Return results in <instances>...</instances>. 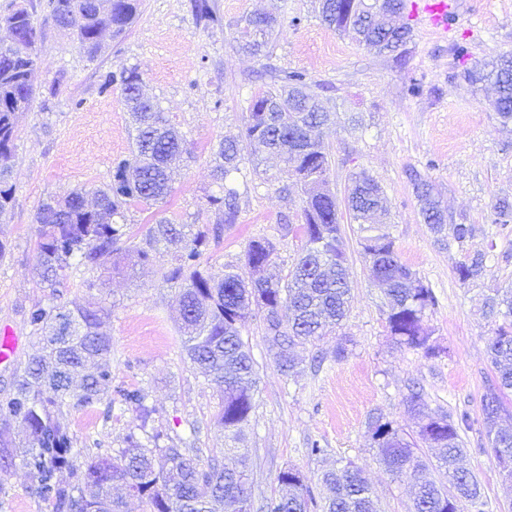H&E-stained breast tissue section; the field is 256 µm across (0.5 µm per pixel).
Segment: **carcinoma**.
<instances>
[{
	"label": "carcinoma",
	"instance_id": "carcinoma-1",
	"mask_svg": "<svg viewBox=\"0 0 512 512\" xmlns=\"http://www.w3.org/2000/svg\"><path fill=\"white\" fill-rule=\"evenodd\" d=\"M50 17L56 25L79 15L84 19L74 32L88 59L101 51L98 38L102 21L112 35L125 33L134 23L137 0H49ZM197 21L216 20L209 0H193ZM319 18L339 33L376 49L394 53L407 43L410 24L387 26L373 22L363 0H321ZM4 19L14 23L17 40L28 48L21 55L0 45V215L13 205L11 159L20 116L31 110L38 67L36 44L39 29L36 5L20 0ZM275 19L251 15L239 28V48L255 57L267 53L266 36ZM454 55L464 66L461 76L473 88L491 84L497 92V114L512 120V52L466 66L472 55L466 43H457ZM273 87L251 100L245 137L279 154L286 172L295 178L305 195L304 222L282 225L289 234H301L304 245L292 270L279 279L266 276L275 245L267 238L252 239L244 253L248 276L231 268L224 279L214 280L202 266L210 242H219L224 225L237 217V193L207 196L217 211L215 224H188L162 217L149 225L139 240L129 234L127 214L132 209L150 210L166 203L172 192L174 166L191 156L186 140L145 92L136 70L105 77L102 88L120 85L125 103L132 101L130 115L135 136L130 155L112 162V180L93 191L95 202L86 204L88 192L74 188L42 201L34 214L38 245L32 266L37 281L58 292L66 271L82 267L101 270L112 278L144 266L152 260L161 242L176 248L171 269L163 275L178 284L175 304L181 320L183 349L191 365L204 371L220 388L222 400L214 415L235 446L222 453L238 456L239 468L228 469L216 455H203L192 442L179 447L168 443L159 430L146 431L155 409L146 404L140 389L112 388V337L102 330L108 309L99 302L70 309L64 305H36L28 314L32 333L43 354L15 373L9 393L0 399V442H7L10 422L22 424L28 445L21 466L34 483L39 498L53 505L54 512H125L122 498L112 496L116 485L141 500L148 512H224V504L248 496V456L236 447L254 409L257 372L242 330L255 312L262 313L264 338L274 349V360L285 375L294 374L298 361L294 348L335 331L347 317L350 288L336 196L327 191L330 160L327 146L309 136L313 127L326 126L330 113L321 109L304 74L280 71L272 75ZM215 167L219 181L238 169L240 137L226 135L219 142ZM347 209L359 224L360 245L376 278L388 283L387 325L400 346L435 354L430 332L424 324L426 310L435 297L407 264L394 240L382 229L378 217L385 211L378 182L362 170L351 175ZM414 188L420 214L430 230L441 235L450 229L459 244L474 235L470 224L448 225V215L433 185L420 177ZM485 272V254L476 252L457 268L459 280L475 281ZM292 316L280 317L282 307ZM486 315L502 320L488 338L487 352L496 373L495 385L481 401L482 424L491 457L512 459V429L500 426L509 414L507 392L512 391V290L495 293L485 302ZM132 407L140 419L144 438L130 432L125 447L103 448L97 441L76 447V439L63 421L65 412L95 409L104 404V418L112 412V394ZM409 410L418 419L421 450L405 440L383 414L368 420V433L376 457L396 478L417 486L413 512H462L455 504L482 505L476 476L462 466L463 441L448 413L426 409L418 393L407 398ZM68 473L69 481L60 479ZM277 481L288 493L262 502L260 512H310L312 496L299 472L285 469ZM327 495L322 512H378L367 479L348 463L322 475Z\"/></svg>",
	"mask_w": 512,
	"mask_h": 512
}]
</instances>
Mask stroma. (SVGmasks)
Here are the masks:
<instances>
[{
	"label": "stroma",
	"mask_w": 512,
	"mask_h": 512,
	"mask_svg": "<svg viewBox=\"0 0 512 512\" xmlns=\"http://www.w3.org/2000/svg\"><path fill=\"white\" fill-rule=\"evenodd\" d=\"M41 25L37 44L40 68L30 112L19 119L13 157L16 194L0 241L9 250L0 262V326L20 338L15 361L0 365V398L16 370L39 347L27 322L37 304H80L97 298L111 311L113 386L142 389L156 407L155 427L172 437L195 438L197 447H222L225 438L212 417L221 402L218 389L191 368L173 306L175 287L162 279L173 246H160L151 266L132 277L96 282L90 271L69 270L62 295H53L31 275L37 247L34 213L48 194L73 188L94 190L109 181L114 159L126 156L132 127L119 87L103 89L107 73L136 70L171 122L192 148L162 210L137 211L129 220L144 233L161 217L213 223L206 197L218 193L212 176V152L225 133L243 135L248 107L269 80L266 67L298 71L318 85L322 106L335 112L336 125L323 138L331 156L330 189L344 200L353 172L367 171L383 188L386 229L401 260L432 289L435 304L424 323L436 355L397 345L387 328L388 308L371 265L359 245L360 232L349 215L340 219L352 302L336 334L297 348L299 366L282 375L265 341L259 319L243 331L258 377L255 408L245 428L253 503L279 494L276 476L300 472L315 498H322V472L353 462L370 484L379 512H410L415 489L395 481L378 463L367 421L381 412L394 427L415 431L406 399L420 392L429 411L468 413L470 428L460 435L466 464L476 475L483 512H512V485L505 484L485 453L478 423L481 397L495 373L487 340L495 324L484 314L487 297L512 288V224L494 222L497 199L512 200V122L495 111L496 92L485 86L471 92L453 55L458 42L469 43L475 59L489 60L512 51V0H457L456 21L448 31L429 28L413 18V37L403 58L378 54L324 25L315 0H211L217 22L197 23L192 0H139L130 30L108 38L96 59H88L76 38L55 25L47 0H34ZM268 11L277 22L269 53L253 57L239 50L237 22ZM418 85L419 94L408 91ZM56 96H48L49 86ZM358 126H351L350 117ZM242 161L224 185L237 193L238 216L219 244L203 259L214 278L228 265H239L249 240L268 238L276 246L272 271L286 275L303 240L284 235V222L300 223L303 195L288 187L279 160L254 153L241 143ZM433 183L454 223L475 228L466 246L453 236L436 240L419 212L411 171ZM487 254V272L464 283L456 269L467 253ZM348 354L334 356L337 344ZM77 441L92 438L105 448H120L136 414L113 402L112 416L100 410L70 412L65 418ZM199 435H192V428ZM25 429L11 425V440L0 443V486L6 490L0 512H53L35 493L20 465ZM322 455L312 456L311 443Z\"/></svg>",
	"instance_id": "stroma-1"
}]
</instances>
